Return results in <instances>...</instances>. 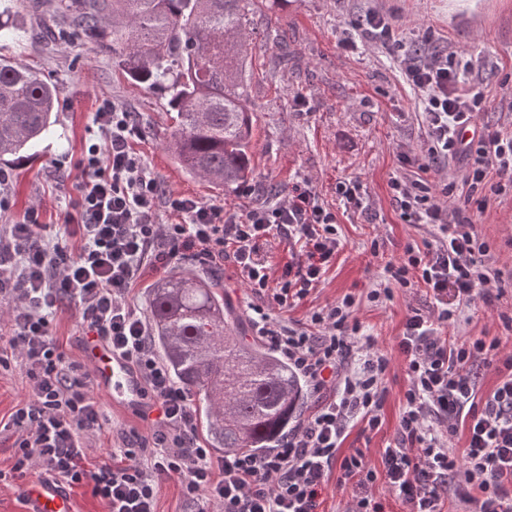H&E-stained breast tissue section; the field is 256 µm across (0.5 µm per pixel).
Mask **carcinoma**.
I'll list each match as a JSON object with an SVG mask.
<instances>
[{"label": "carcinoma", "instance_id": "carcinoma-1", "mask_svg": "<svg viewBox=\"0 0 512 512\" xmlns=\"http://www.w3.org/2000/svg\"><path fill=\"white\" fill-rule=\"evenodd\" d=\"M253 0H59L72 29L105 38L112 64L166 91L175 127L166 148L190 176L234 190L254 178V121L243 47ZM60 89L0 57V161L28 156L56 122ZM152 343L173 379L197 398V425L214 448L257 454L288 434L305 389L270 349L242 340L224 289L192 269L150 288Z\"/></svg>", "mask_w": 512, "mask_h": 512}]
</instances>
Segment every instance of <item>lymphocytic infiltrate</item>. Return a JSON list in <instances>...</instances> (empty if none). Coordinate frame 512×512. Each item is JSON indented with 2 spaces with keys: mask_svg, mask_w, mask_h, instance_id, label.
<instances>
[{
  "mask_svg": "<svg viewBox=\"0 0 512 512\" xmlns=\"http://www.w3.org/2000/svg\"><path fill=\"white\" fill-rule=\"evenodd\" d=\"M356 26L390 49L418 94L425 138L402 154L407 176L389 186L405 224H429L431 239L404 244L390 280L425 289L426 307L410 308L395 350L407 375L396 437L372 467L362 449L342 454L354 419L378 430L390 359L373 340H360L353 297L310 312L302 328L280 325L253 305L252 326L321 399L282 443L263 454L214 456L199 440L189 395L150 342V326L130 302L144 267L187 259L213 271L232 263L256 296L281 307L306 298L336 256V214L316 198L309 180L287 198L245 211L170 194L132 144L143 131L132 112L102 99L98 136L75 163L78 194L61 223L45 224L30 207L12 209L7 171L0 169V298L13 306L0 337V370L20 365L28 394L8 417L14 463L0 481L31 469L68 484H91L107 512H157L159 482L176 476L193 512H319L330 480L352 485L353 512H386L374 486L384 479L405 512H444L456 496L469 512H512V352L500 338L451 336L466 309L492 304L502 272L477 230L487 195H512V128L479 123L489 101L474 65L450 50L411 52L391 19L369 11ZM477 125L469 141L459 133ZM449 169L433 181L432 167ZM181 223L161 221L160 210ZM287 241L288 260L272 269L269 248ZM78 311L85 333L97 336L139 374L150 403L141 417L152 447L121 448L119 458L93 462L87 439L100 427L92 375L67 361L52 334L62 308ZM497 383L482 392V370Z\"/></svg>",
  "mask_w": 512,
  "mask_h": 512,
  "instance_id": "obj_1",
  "label": "lymphocytic infiltrate"
}]
</instances>
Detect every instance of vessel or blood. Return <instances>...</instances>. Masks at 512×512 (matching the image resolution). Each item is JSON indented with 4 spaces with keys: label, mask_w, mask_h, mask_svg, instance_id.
Returning <instances> with one entry per match:
<instances>
[{
    "label": "vessel or blood",
    "mask_w": 512,
    "mask_h": 512,
    "mask_svg": "<svg viewBox=\"0 0 512 512\" xmlns=\"http://www.w3.org/2000/svg\"><path fill=\"white\" fill-rule=\"evenodd\" d=\"M83 349L92 367L96 389L112 398L123 409L136 410L142 402L140 380L128 363L93 336L85 337ZM19 491L26 503L27 512H75L67 488L45 475L27 477Z\"/></svg>",
    "instance_id": "obj_1"
}]
</instances>
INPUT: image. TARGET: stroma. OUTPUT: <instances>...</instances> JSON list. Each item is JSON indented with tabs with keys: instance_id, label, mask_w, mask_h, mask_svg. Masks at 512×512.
Returning <instances> with one entry per match:
<instances>
[{
	"instance_id": "1",
	"label": "stroma",
	"mask_w": 512,
	"mask_h": 512,
	"mask_svg": "<svg viewBox=\"0 0 512 512\" xmlns=\"http://www.w3.org/2000/svg\"><path fill=\"white\" fill-rule=\"evenodd\" d=\"M0 4L5 7L0 20L17 31L16 38L0 42V55L40 72L61 90L50 133L31 158L8 166L13 220L38 205L45 223H60L77 194L74 164L85 140L96 133L93 117L103 98L135 112L145 137L134 149L167 191L232 210L261 204L258 195H245L238 188L225 194L183 173L162 139L174 126L163 92L126 79L113 65L111 51L93 40L75 34L52 39V32L68 20L55 0H45L38 13L32 0ZM369 10L390 15L406 45L470 54L493 99L481 122L507 125L512 123V0H255L250 21L258 47L246 58L255 175L271 186L275 197L287 196L293 182L308 178L319 201L335 212L340 241L336 261L317 290L293 310L273 304L269 313L273 320L294 326L305 322L310 308L350 294L364 334L388 352L408 307L429 302L425 291L399 287L392 299L369 297L373 289L386 286L384 267L399 259L404 244L426 235L425 229L401 223L389 188L390 178L401 171L399 154L418 151L425 130L418 100L388 48L362 39L352 50L341 45L351 20ZM279 29L288 33L284 51L273 42ZM350 177L362 181L368 212L345 210L337 196V182ZM477 228L490 241L497 267L512 269V198L492 200ZM510 309L512 282L492 305L469 310L454 334L497 336L512 350V332L498 318ZM406 386L403 362L394 358L383 426L365 434L352 428L345 448L365 449L370 463H378L381 448L394 439ZM98 402L101 427L88 441L97 461L109 460L126 437H150L152 430L141 417L114 408L107 397Z\"/></svg>"
}]
</instances>
